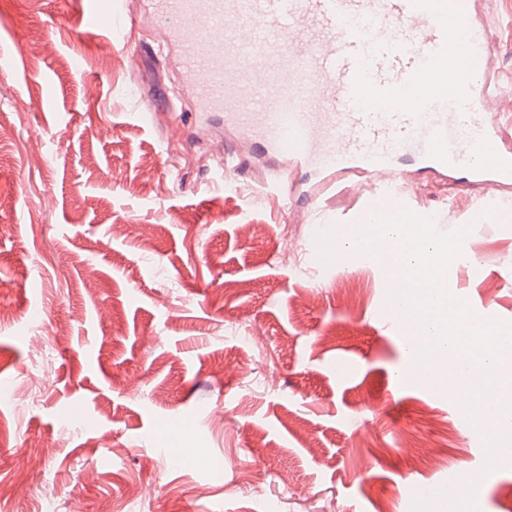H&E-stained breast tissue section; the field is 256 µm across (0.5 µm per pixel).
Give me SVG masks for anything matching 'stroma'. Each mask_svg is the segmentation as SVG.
Masks as SVG:
<instances>
[{
    "label": "stroma",
    "mask_w": 512,
    "mask_h": 512,
    "mask_svg": "<svg viewBox=\"0 0 512 512\" xmlns=\"http://www.w3.org/2000/svg\"><path fill=\"white\" fill-rule=\"evenodd\" d=\"M81 10L0 0V485L16 487L0 512H411L452 474L478 478L477 512H512V467L486 468L456 396L403 381L383 268L284 258L335 238L357 194L316 225L250 163L215 182L248 149L218 125L167 139L194 103L165 21L117 45ZM486 11L512 77V12ZM404 182L443 234L484 196L411 167ZM462 247L451 297L512 325V223Z\"/></svg>",
    "instance_id": "stroma-1"
}]
</instances>
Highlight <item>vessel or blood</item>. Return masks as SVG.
Returning <instances> with one entry per match:
<instances>
[{"label":"vessel or blood","mask_w":512,"mask_h":512,"mask_svg":"<svg viewBox=\"0 0 512 512\" xmlns=\"http://www.w3.org/2000/svg\"><path fill=\"white\" fill-rule=\"evenodd\" d=\"M478 0H151L169 21L195 123L222 120L271 163L269 191L292 169L314 174L313 212L328 209L340 179L362 195L346 222L413 208L397 163L456 172L483 186L485 205L462 221L491 222L497 191L512 182V150L491 119L503 84ZM86 25L121 37L120 7L100 24L88 0Z\"/></svg>","instance_id":"b4317fda"}]
</instances>
